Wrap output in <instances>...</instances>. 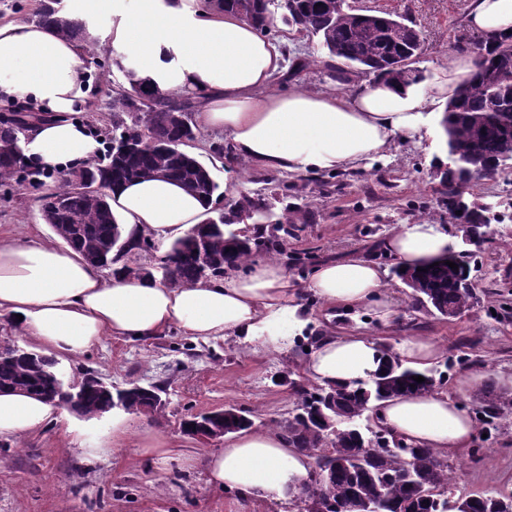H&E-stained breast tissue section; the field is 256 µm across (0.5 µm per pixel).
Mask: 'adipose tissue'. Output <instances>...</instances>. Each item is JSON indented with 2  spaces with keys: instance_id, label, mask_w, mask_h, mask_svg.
I'll return each mask as SVG.
<instances>
[{
  "instance_id": "ef3b65f1",
  "label": "adipose tissue",
  "mask_w": 512,
  "mask_h": 512,
  "mask_svg": "<svg viewBox=\"0 0 512 512\" xmlns=\"http://www.w3.org/2000/svg\"><path fill=\"white\" fill-rule=\"evenodd\" d=\"M68 13L88 24L108 14L113 48L160 91L200 99V123L229 133L232 162L288 174L345 170L384 157L397 136H423L434 106L449 100L474 70L473 58L459 55L424 82L375 79L351 94L279 93L271 83L286 68L282 43L260 35L237 13L202 7L200 0H68ZM467 23L486 42L508 38L512 0H475ZM80 57L77 41L51 29L0 24V104H30L46 113L21 146L34 164L54 172L89 161L102 148L73 116L90 90ZM110 205L126 236L163 245L202 223L209 209L162 177L114 186ZM384 248L405 268L454 250L447 232L427 220L400 225ZM384 275L375 263L350 257L322 264L305 288L329 307L373 308L386 325L393 312L381 299ZM1 312L59 358L85 354L107 334L145 341L173 326L196 342L232 340L279 351L307 323L286 269L273 261L172 288L147 276L108 280L73 250L37 243H0ZM388 362L373 338L334 333L319 343L305 373L323 386L351 385L375 377ZM58 412L26 394L2 393L0 435L40 430ZM377 422L415 446L447 454L467 447L474 434L472 418L443 391L383 401ZM205 469L213 486L276 499L308 476L311 460L280 430H243L228 437Z\"/></svg>"
}]
</instances>
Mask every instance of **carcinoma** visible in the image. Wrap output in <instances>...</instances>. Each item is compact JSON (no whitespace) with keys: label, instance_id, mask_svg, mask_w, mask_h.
I'll return each mask as SVG.
<instances>
[{"label":"carcinoma","instance_id":"carcinoma-1","mask_svg":"<svg viewBox=\"0 0 512 512\" xmlns=\"http://www.w3.org/2000/svg\"><path fill=\"white\" fill-rule=\"evenodd\" d=\"M225 9L234 11L252 23L262 34L270 30L275 18L319 38L329 57L339 58L357 72L395 81H419L420 71L411 68L401 74L393 66L418 55L416 31L400 16L386 14L378 19L355 13L343 5L339 14L330 10L332 0H219ZM38 25L51 27L77 41L87 37L86 24L71 17L55 0H44L32 17ZM113 63L125 73L128 87L112 103V134L138 143V132L144 128L153 148L133 151L116 157L117 149L106 146L104 157L87 162L83 167L93 179L102 180L104 188L124 181L164 176L187 186L192 193L210 203L222 197L220 185L210 170L193 154L169 147L195 138V127L187 103L172 94L150 88L131 66L122 60ZM476 69L460 82L440 120L447 145L448 181L467 180L471 185L483 181V173L494 168L503 149L512 139V40L496 45H482L475 59ZM29 125L28 116L16 112L0 118V183L17 179L13 156L20 150L21 136ZM41 189L39 201L44 220H49L48 207L58 203L54 235L77 254L99 256V268H110L121 260H129L136 252L154 248L148 238L132 242L124 237L122 225L115 222L109 206L108 192H80L68 176L59 184ZM270 198L240 194L228 204V211L213 217L214 223L202 224L171 242L160 258L157 272L163 284L181 287L203 281L204 266L211 278L240 268L247 261L266 255H286L288 221H272L274 212ZM253 220L251 227L235 228V220ZM458 265L453 270L446 261ZM393 273L412 291L413 299L429 313L444 315L446 311H464L475 297L461 281L470 273L466 262L456 255L439 261V265L419 272L396 266ZM32 350L19 348L0 354V390L35 395L48 402L57 395L53 373L56 360L45 355L32 357ZM415 376L425 381L418 383ZM441 379L433 371H417L392 361L375 381L353 387H322L310 392L302 383H293L298 402L289 421L281 425L288 441L298 451L308 454L316 463L330 468V473L316 482L312 494L289 501V512H312L319 501L345 504L382 501V512H512V493H488L454 498L449 488L451 465L432 448H414L398 439L403 451L381 457L361 451L366 433L360 421L367 417L372 405L393 397L418 394L438 388ZM123 410L132 413L154 408L150 391H135L123 400ZM512 407L508 400L483 399L480 413L495 417ZM112 410V395L90 389L83 393L72 411L83 416H99ZM339 422L335 442L324 434L323 416ZM253 422L240 415L224 416V430L239 432ZM339 448L333 457L328 449Z\"/></svg>","mask_w":512,"mask_h":512}]
</instances>
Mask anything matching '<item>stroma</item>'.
Instances as JSON below:
<instances>
[{"label": "stroma", "instance_id": "35a3bbf8", "mask_svg": "<svg viewBox=\"0 0 512 512\" xmlns=\"http://www.w3.org/2000/svg\"><path fill=\"white\" fill-rule=\"evenodd\" d=\"M360 10L399 14L420 29L426 50L416 64L423 79L449 67L457 54L456 39L467 31L473 0H348ZM107 16L90 30V51L82 62L90 72L91 92L77 110L79 119L100 135L112 132V101L126 85L112 64L116 52L106 38ZM276 38L285 39L288 66L273 82L274 90L349 92L361 77L344 73L341 61L329 59L317 37L278 25ZM230 142L227 132L197 128L188 150L209 167L217 182L240 179L246 191L263 192L278 185L273 203L276 214H287L294 235L292 253L311 254L305 269L289 268L297 286H304L315 269L351 255L394 266L378 245L399 225L420 219L440 224L464 253V233L449 222L440 181L434 175L438 158L446 152L440 127L423 139L396 138L383 159L338 172L327 185L313 173L288 174L261 166H228L215 148ZM39 193L11 181L0 185V238L20 243H56L42 219ZM471 201L500 214L486 241L470 258V277L476 282V301L460 316L448 319L419 308L411 291L389 275L386 292L395 318L382 325L371 310L329 309L321 301L305 303L308 336L331 330L354 331L377 343L397 347L419 336L441 351L433 363L447 373L443 389L462 402L472 415L476 433L468 448L449 455L450 485L454 494L479 495L512 492V416L485 423L477 414V395L512 399V389L500 384L501 374H512V169L474 186ZM309 354L298 338L287 348L267 350L234 341L195 342L170 328L148 341L103 336L88 353L59 360L67 382L93 375L105 383L125 386L157 383L166 388L167 404L159 414H127L128 434L112 442V416L86 418L76 413L46 428L0 438V512H284L280 501L222 491L205 481L204 461L223 450V442L201 443L184 435L182 419L190 413L234 405L253 412L254 427L266 430L283 421L293 409L291 381L304 380ZM482 374L478 389L464 387L468 375ZM159 434L177 448L195 452L194 464L179 459L154 462L141 454L146 434Z\"/></svg>", "mask_w": 512, "mask_h": 512}]
</instances>
